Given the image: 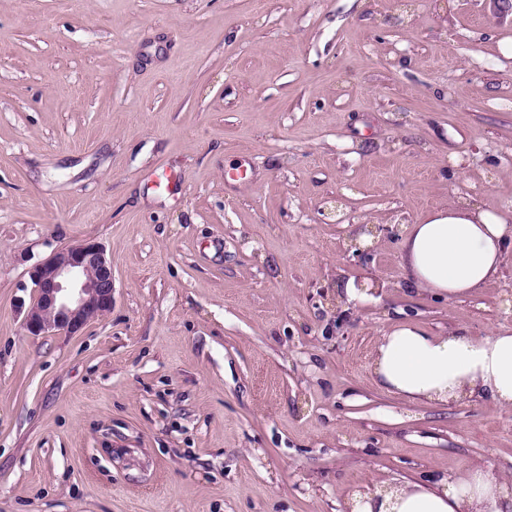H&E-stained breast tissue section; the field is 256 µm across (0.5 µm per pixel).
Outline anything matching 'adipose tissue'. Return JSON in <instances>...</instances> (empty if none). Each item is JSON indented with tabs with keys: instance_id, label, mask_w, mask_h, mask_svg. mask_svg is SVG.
Masks as SVG:
<instances>
[{
	"instance_id": "obj_1",
	"label": "adipose tissue",
	"mask_w": 512,
	"mask_h": 512,
	"mask_svg": "<svg viewBox=\"0 0 512 512\" xmlns=\"http://www.w3.org/2000/svg\"><path fill=\"white\" fill-rule=\"evenodd\" d=\"M512 225L460 203L406 227L401 263L409 286L448 300L472 296L496 278ZM374 384L403 403L489 402L512 407V329L471 336L458 326L433 334L414 324L380 336ZM354 512H512V490L492 464L468 465L428 482L353 495Z\"/></svg>"
}]
</instances>
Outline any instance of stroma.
<instances>
[{"mask_svg": "<svg viewBox=\"0 0 512 512\" xmlns=\"http://www.w3.org/2000/svg\"><path fill=\"white\" fill-rule=\"evenodd\" d=\"M512 216L493 0H0V512H346L489 462L512 408L377 388L398 322L512 327L408 288L400 237ZM90 239L112 310L31 336L29 270ZM375 288L337 321L347 280Z\"/></svg>", "mask_w": 512, "mask_h": 512, "instance_id": "35a3bbf8", "label": "stroma"}]
</instances>
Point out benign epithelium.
<instances>
[{
  "label": "benign epithelium",
  "instance_id": "1",
  "mask_svg": "<svg viewBox=\"0 0 512 512\" xmlns=\"http://www.w3.org/2000/svg\"><path fill=\"white\" fill-rule=\"evenodd\" d=\"M29 277L34 295L24 329L32 336L72 335L112 310V263L98 242L54 252Z\"/></svg>",
  "mask_w": 512,
  "mask_h": 512
}]
</instances>
